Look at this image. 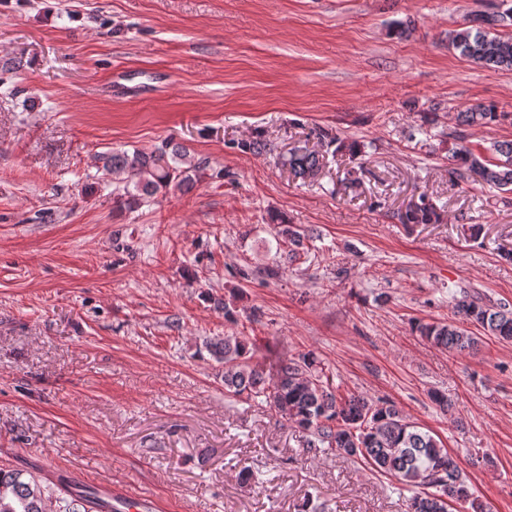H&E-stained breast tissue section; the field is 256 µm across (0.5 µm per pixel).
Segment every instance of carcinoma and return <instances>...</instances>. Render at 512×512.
Wrapping results in <instances>:
<instances>
[{
  "label": "carcinoma",
  "instance_id": "cac0c4a2",
  "mask_svg": "<svg viewBox=\"0 0 512 512\" xmlns=\"http://www.w3.org/2000/svg\"><path fill=\"white\" fill-rule=\"evenodd\" d=\"M512 18V7L503 12L479 13L469 24L449 33V43L473 61L497 68L512 69V37L491 30ZM512 116L493 105L478 104L456 115L457 128L450 133L463 141L462 128L489 126ZM319 139L352 154L361 151L356 141L345 142L327 131ZM498 158L489 160L466 145L452 150V180L466 184L477 176L486 185L512 191V140L493 145ZM103 171L117 181L113 190L114 208L133 211L149 204L169 188L187 194L204 178L208 162L197 161L182 144L169 139L150 150L131 152L111 149L99 157ZM294 176L303 180L318 175L319 154L306 147L295 148L285 160ZM271 223L283 226L289 254L295 258L304 250L305 235L285 225L274 214ZM402 224H434L439 214L422 202L399 214ZM455 318L446 322L419 323L416 330L428 342L451 352L472 351L480 337L465 328L479 326L485 335L512 342V305L494 302L478 292L463 290L454 298ZM205 347L216 362L224 365V391L237 397L262 398L270 409L294 426L309 433V448H327L364 463L376 473L393 477L401 484L423 487L413 496L410 512H451L457 503H470L474 512L486 508L472 499V493L458 463L448 455L440 440L411 422L396 405L361 394L339 397L329 376L312 354L277 359L268 375L252 364L248 341L239 336L211 339ZM88 495L67 494L52 498L33 474L19 469L0 468V512H86Z\"/></svg>",
  "mask_w": 512,
  "mask_h": 512
}]
</instances>
